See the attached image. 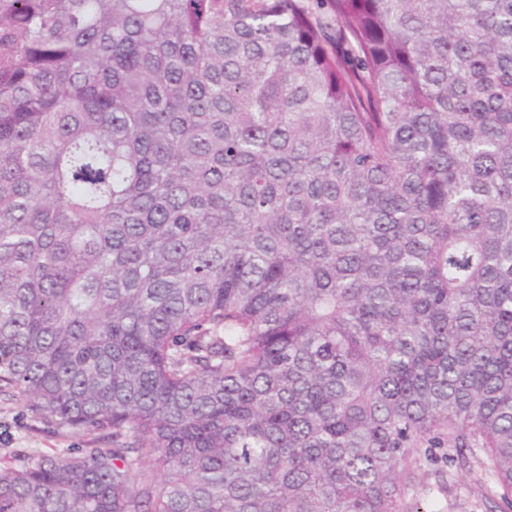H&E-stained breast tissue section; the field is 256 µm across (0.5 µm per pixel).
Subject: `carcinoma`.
I'll list each match as a JSON object with an SVG mask.
<instances>
[{
	"label": "carcinoma",
	"mask_w": 512,
	"mask_h": 512,
	"mask_svg": "<svg viewBox=\"0 0 512 512\" xmlns=\"http://www.w3.org/2000/svg\"><path fill=\"white\" fill-rule=\"evenodd\" d=\"M2 392L0 512L512 501V0H0ZM103 447L98 435L74 437L54 431L31 416L24 402L0 395V462L21 466L34 454H66L71 448ZM419 480L424 489L419 504L428 512H512L511 505L485 485L477 468L448 478V468L438 460L421 466Z\"/></svg>",
	"instance_id": "carcinoma-1"
}]
</instances>
